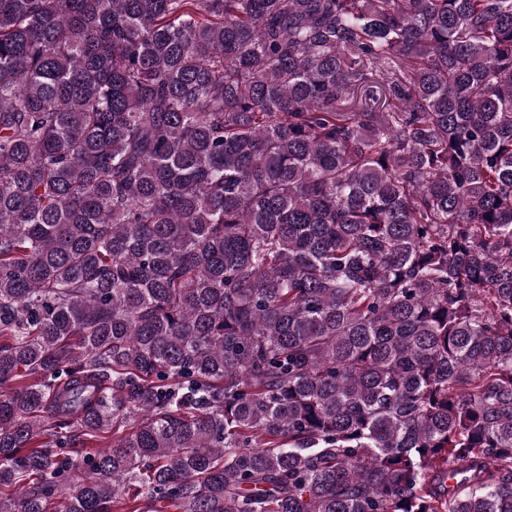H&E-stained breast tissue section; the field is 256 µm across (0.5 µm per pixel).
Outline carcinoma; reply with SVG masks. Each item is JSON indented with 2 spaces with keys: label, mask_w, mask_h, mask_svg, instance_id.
Returning <instances> with one entry per match:
<instances>
[{
  "label": "carcinoma",
  "mask_w": 512,
  "mask_h": 512,
  "mask_svg": "<svg viewBox=\"0 0 512 512\" xmlns=\"http://www.w3.org/2000/svg\"><path fill=\"white\" fill-rule=\"evenodd\" d=\"M167 508L512 512V0H0V512Z\"/></svg>",
  "instance_id": "cac0c4a2"
}]
</instances>
